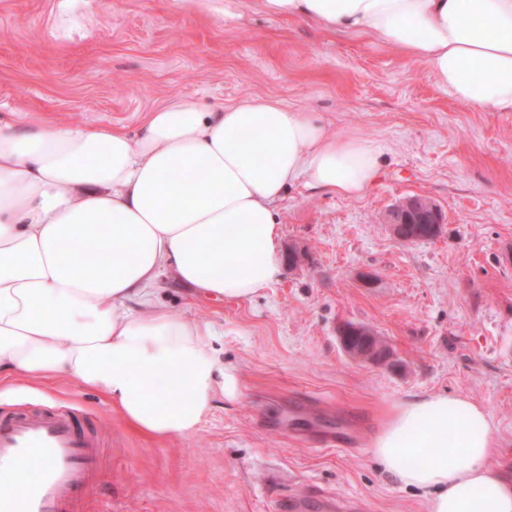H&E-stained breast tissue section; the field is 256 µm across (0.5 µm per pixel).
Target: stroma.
I'll return each mask as SVG.
<instances>
[{
	"mask_svg": "<svg viewBox=\"0 0 512 512\" xmlns=\"http://www.w3.org/2000/svg\"><path fill=\"white\" fill-rule=\"evenodd\" d=\"M270 96L377 143L379 183L343 197L305 187L275 208L283 265L252 299L195 295L165 277L160 301L210 322L236 375L189 437L133 431L99 396L61 382L0 385V413L74 408L105 443L93 512H277L314 484L353 512H425L370 449L399 403L482 404L512 460V112L456 102L425 64L368 38L257 10L234 18L191 0H0V121H76L137 132L146 112ZM420 195L446 224L394 239L383 214ZM372 328L387 363H356L340 325ZM340 433L332 447L325 432Z\"/></svg>",
	"mask_w": 512,
	"mask_h": 512,
	"instance_id": "35a3bbf8",
	"label": "stroma"
}]
</instances>
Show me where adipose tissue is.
Instances as JSON below:
<instances>
[{"mask_svg": "<svg viewBox=\"0 0 512 512\" xmlns=\"http://www.w3.org/2000/svg\"><path fill=\"white\" fill-rule=\"evenodd\" d=\"M231 3L371 38L458 103L512 112V0ZM380 175L375 142L273 97L208 111L180 96L134 134L0 122V379L73 383L152 439L194 434L239 384L210 323L158 304L163 276L250 299L280 272L274 205L289 188L352 197ZM502 446L484 407L445 394L403 402L370 443L428 512H512V471L489 464Z\"/></svg>", "mask_w": 512, "mask_h": 512, "instance_id": "ef3b65f1", "label": "adipose tissue"}]
</instances>
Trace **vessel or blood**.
I'll return each mask as SVG.
<instances>
[{
    "label": "vessel or blood",
    "mask_w": 512,
    "mask_h": 512,
    "mask_svg": "<svg viewBox=\"0 0 512 512\" xmlns=\"http://www.w3.org/2000/svg\"><path fill=\"white\" fill-rule=\"evenodd\" d=\"M22 461L30 466V480L21 491H8ZM100 469L99 439L77 413L0 415V485L6 488L0 494V512H88L80 491L97 481ZM311 507L333 512L335 497L307 487L286 505L288 512H307Z\"/></svg>",
    "instance_id": "b4317fda"
}]
</instances>
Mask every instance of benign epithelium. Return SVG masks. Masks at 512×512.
Returning a JSON list of instances; mask_svg holds the SVG:
<instances>
[{
  "instance_id": "1",
  "label": "benign epithelium",
  "mask_w": 512,
  "mask_h": 512,
  "mask_svg": "<svg viewBox=\"0 0 512 512\" xmlns=\"http://www.w3.org/2000/svg\"><path fill=\"white\" fill-rule=\"evenodd\" d=\"M385 223L400 241L432 240L441 233L444 217L429 199L410 196L401 200L386 215ZM345 353L354 360L383 362L387 358L381 338L365 326L342 325L338 330Z\"/></svg>"
}]
</instances>
